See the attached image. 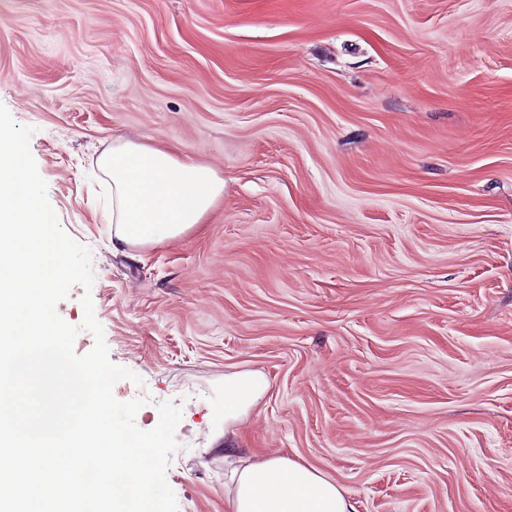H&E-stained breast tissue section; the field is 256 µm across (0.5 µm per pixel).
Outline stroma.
Masks as SVG:
<instances>
[{"mask_svg": "<svg viewBox=\"0 0 512 512\" xmlns=\"http://www.w3.org/2000/svg\"><path fill=\"white\" fill-rule=\"evenodd\" d=\"M0 103L92 254L113 388L182 407L178 512H228L224 377L268 388L241 447L354 512H512V0H0ZM214 168L206 224L112 237L113 141Z\"/></svg>", "mask_w": 512, "mask_h": 512, "instance_id": "stroma-1", "label": "stroma"}]
</instances>
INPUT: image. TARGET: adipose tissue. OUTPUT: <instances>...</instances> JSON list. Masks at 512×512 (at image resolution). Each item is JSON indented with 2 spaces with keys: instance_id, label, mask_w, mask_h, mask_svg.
<instances>
[{
  "instance_id": "adipose-tissue-1",
  "label": "adipose tissue",
  "mask_w": 512,
  "mask_h": 512,
  "mask_svg": "<svg viewBox=\"0 0 512 512\" xmlns=\"http://www.w3.org/2000/svg\"><path fill=\"white\" fill-rule=\"evenodd\" d=\"M98 167L112 195L113 236L132 247L175 240L199 228L224 195L209 165L176 149L113 141ZM268 387L258 372L224 378V497L229 512H354L343 487L304 462L235 447V425Z\"/></svg>"
}]
</instances>
